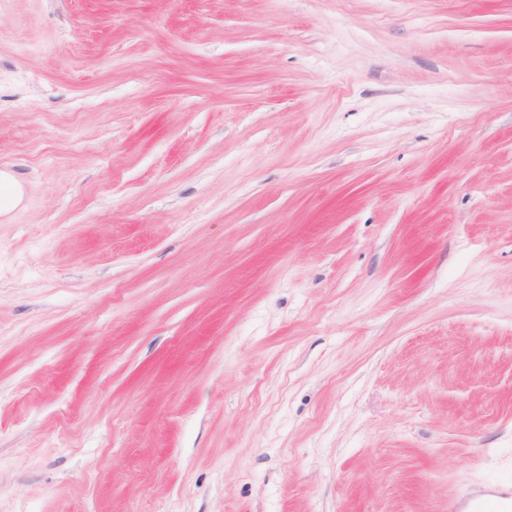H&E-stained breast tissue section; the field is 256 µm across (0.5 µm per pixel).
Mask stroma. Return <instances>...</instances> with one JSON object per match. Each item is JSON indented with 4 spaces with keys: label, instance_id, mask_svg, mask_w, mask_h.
<instances>
[{
    "label": "stroma",
    "instance_id": "1",
    "mask_svg": "<svg viewBox=\"0 0 512 512\" xmlns=\"http://www.w3.org/2000/svg\"><path fill=\"white\" fill-rule=\"evenodd\" d=\"M0 512H448L512 488V0H0Z\"/></svg>",
    "mask_w": 512,
    "mask_h": 512
}]
</instances>
